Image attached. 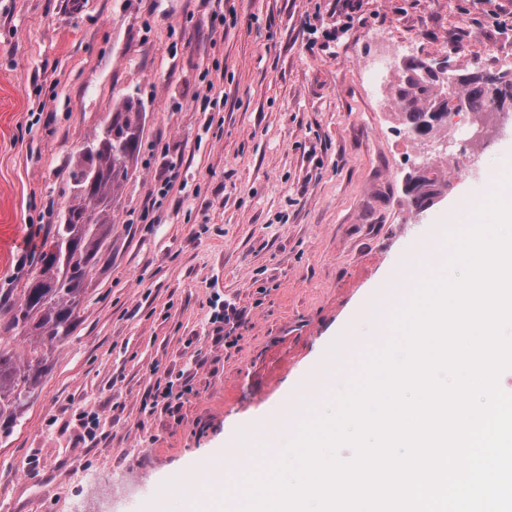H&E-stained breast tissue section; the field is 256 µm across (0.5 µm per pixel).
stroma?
Listing matches in <instances>:
<instances>
[{
    "instance_id": "1",
    "label": "stroma",
    "mask_w": 512,
    "mask_h": 512,
    "mask_svg": "<svg viewBox=\"0 0 512 512\" xmlns=\"http://www.w3.org/2000/svg\"><path fill=\"white\" fill-rule=\"evenodd\" d=\"M0 0V301L17 300L69 198L68 173L125 98L145 112L79 323L12 433L0 437V512H184L175 484L281 428L363 307L417 246L470 225L512 127L458 174L465 132L410 138L364 66L387 49L458 75L512 71V0ZM214 88H207L203 75ZM445 182L412 206V164ZM177 174L161 207L145 212ZM230 316L215 323L218 310ZM178 394L153 404L156 391Z\"/></svg>"
}]
</instances>
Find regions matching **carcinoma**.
I'll return each mask as SVG.
<instances>
[{"mask_svg":"<svg viewBox=\"0 0 512 512\" xmlns=\"http://www.w3.org/2000/svg\"><path fill=\"white\" fill-rule=\"evenodd\" d=\"M448 62L403 64L397 99L409 136L425 137L448 125V114L481 110L482 103H512V71H477L455 80L464 87L453 103L436 102V85ZM144 129L140 103L126 98L104 123L102 134L81 151L70 171L71 200L63 219L52 225L49 250L40 254L38 273L20 299L0 314V435L8 436L28 407L57 348L72 336L88 276L110 250L114 211ZM405 194L419 209L440 191L423 169L407 173Z\"/></svg>","mask_w":512,"mask_h":512,"instance_id":"1","label":"carcinoma"}]
</instances>
